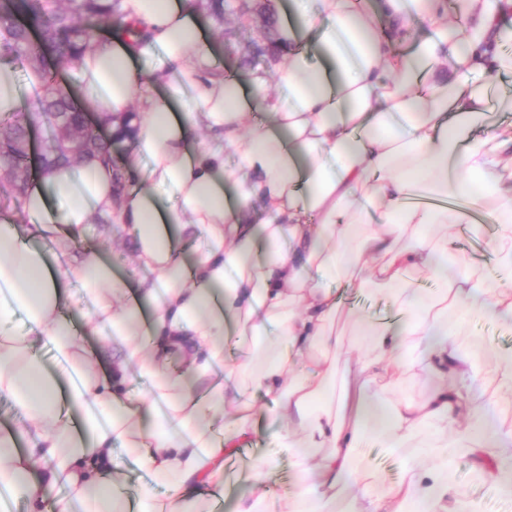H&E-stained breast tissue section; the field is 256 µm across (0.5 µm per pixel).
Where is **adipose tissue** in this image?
Here are the masks:
<instances>
[{"label": "adipose tissue", "mask_w": 512, "mask_h": 512, "mask_svg": "<svg viewBox=\"0 0 512 512\" xmlns=\"http://www.w3.org/2000/svg\"><path fill=\"white\" fill-rule=\"evenodd\" d=\"M196 2L119 0L142 37L102 32L73 65L89 111L136 115L133 157L149 161L140 184L119 190L112 166L88 161L33 178L18 209L0 213V398L22 415L0 429V512L20 501L43 512L59 486L56 512H214L258 391L277 400L274 444L298 479L290 512H334L356 482L355 512H476L448 480L459 453L512 493V423L478 410L484 367L457 339L477 311L512 321V122L475 139L490 80L512 72V27L499 23L512 0H463L454 27L438 0L377 11L318 0L314 13L295 0L299 32L282 36L275 95L263 76L216 70ZM413 11L434 34L397 52ZM415 195L441 204L411 206ZM479 211L496 224L493 278L470 266L445 275L449 228L476 232ZM98 215L148 271L137 286L113 276L98 245L50 265L49 249L67 252ZM200 234L208 247L187 256L183 242ZM423 273L441 288H420ZM75 281L83 296L70 294ZM342 287L384 296L399 319L338 326ZM77 311L119 337L109 370L81 343ZM45 339L60 356L50 370ZM345 348L355 361L340 362ZM416 368L429 395L386 403ZM133 373L148 384L139 397L125 387ZM426 429L427 458L407 456L402 480L373 493L376 475L353 467L364 440L394 452ZM117 446L165 497L120 492Z\"/></svg>", "instance_id": "ef3b65f1"}]
</instances>
